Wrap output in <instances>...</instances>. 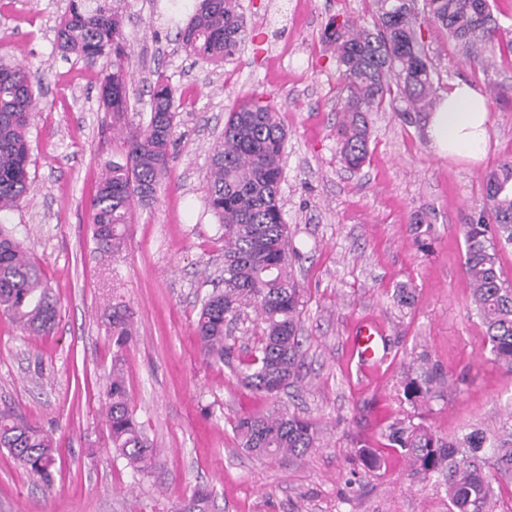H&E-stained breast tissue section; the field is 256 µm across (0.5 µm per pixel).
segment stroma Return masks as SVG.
I'll return each instance as SVG.
<instances>
[{"mask_svg":"<svg viewBox=\"0 0 512 512\" xmlns=\"http://www.w3.org/2000/svg\"><path fill=\"white\" fill-rule=\"evenodd\" d=\"M69 0H0V59L38 78L29 129L31 193L6 217L30 247L58 299L52 335H24L0 315V408L52 431L60 446L53 485L0 448V512H179L197 487L209 512H448L443 486L414 476L392 424H422L453 439L492 434L512 404V374L495 365L462 275L463 224L483 204V177L512 158V0H490L501 29L470 61L443 29L422 37L438 93L463 80L483 89L489 140L476 165L439 155L427 116L399 109L371 117L369 154L356 170L336 141L341 94L336 58L322 41L329 17L369 27L371 0H239L238 53L207 64L176 39L197 0H124L129 108L149 118L150 85L167 75L181 96L167 173L153 200L135 202L120 248H97L90 193L120 152L99 105L111 56L88 65L55 45ZM275 105L287 137L280 197L292 270L303 290L299 386L271 400L245 388L235 365L207 363L195 334L202 300L220 286L224 242L206 202V172L238 99ZM428 214L414 227L412 214ZM415 301L400 304L398 288ZM134 338L124 352L131 404L162 453L152 477L133 482L102 417L112 367L114 307ZM376 325L381 357L359 366L351 339ZM436 371L430 404L403 395L407 377ZM317 427L321 443L276 461L243 450L240 416L272 407ZM382 459L373 468L361 458Z\"/></svg>","mask_w":512,"mask_h":512,"instance_id":"35a3bbf8","label":"stroma"}]
</instances>
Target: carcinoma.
<instances>
[{"label": "carcinoma", "instance_id": "obj_1", "mask_svg": "<svg viewBox=\"0 0 512 512\" xmlns=\"http://www.w3.org/2000/svg\"><path fill=\"white\" fill-rule=\"evenodd\" d=\"M121 0H70L57 31V47L88 64L112 52V71L101 80L100 105L123 123V154L106 166L90 196L93 240L104 249L118 247L121 227L130 223L134 201L154 198L167 169L177 125L176 88L159 75L150 91L149 119L125 120L128 75L121 24ZM373 28L348 18L329 19L323 38L336 51L343 118L336 139L344 163L359 168L369 153V117L403 100L413 112H433L434 79L422 41V29L438 25L470 49L499 31L489 0H372ZM238 0H199L179 31L185 50L212 63L237 52L244 39ZM39 94L29 70L0 61V313L28 336L54 330L58 304L42 267L3 223L4 212L19 206L30 192V144L27 133ZM287 133L275 107L255 97L238 101L214 145L207 172L206 202L224 239V287L202 302L196 324L203 355L214 364L230 362V325L246 309L257 312L262 332L240 363L241 383L272 398L295 383L302 367L299 340L302 289L288 264L290 235L283 216L280 183ZM463 274L489 346L491 361L512 373V285L499 266L498 248L512 245V161L505 160L484 178V206L463 225ZM131 322L112 311V374L105 389L104 416L112 448L132 477L152 474L159 450L144 432L131 406L121 367L132 342ZM437 378H410L406 400L427 403ZM240 445L260 458L300 455L319 447L316 426L275 407L247 415L234 426ZM389 439L408 455L416 473L444 480L449 512H493L496 477L512 479V424L497 435L472 430L445 440L423 426L389 427ZM0 448L20 467L52 483L59 457L53 434L11 407L0 409ZM209 494L196 490L182 512H207Z\"/></svg>", "mask_w": 512, "mask_h": 512}]
</instances>
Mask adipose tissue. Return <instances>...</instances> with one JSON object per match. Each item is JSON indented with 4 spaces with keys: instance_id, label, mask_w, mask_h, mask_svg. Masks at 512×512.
<instances>
[{
    "instance_id": "adipose-tissue-1",
    "label": "adipose tissue",
    "mask_w": 512,
    "mask_h": 512,
    "mask_svg": "<svg viewBox=\"0 0 512 512\" xmlns=\"http://www.w3.org/2000/svg\"><path fill=\"white\" fill-rule=\"evenodd\" d=\"M488 103L473 85L457 82L429 117L427 135L438 152L480 160L488 142Z\"/></svg>"
}]
</instances>
